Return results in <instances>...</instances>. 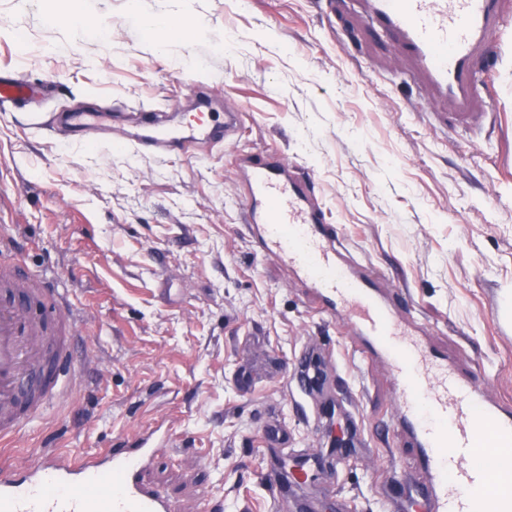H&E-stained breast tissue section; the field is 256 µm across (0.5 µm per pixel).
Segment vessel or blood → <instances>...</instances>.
<instances>
[{
    "instance_id": "b4317fda",
    "label": "vessel or blood",
    "mask_w": 512,
    "mask_h": 512,
    "mask_svg": "<svg viewBox=\"0 0 512 512\" xmlns=\"http://www.w3.org/2000/svg\"><path fill=\"white\" fill-rule=\"evenodd\" d=\"M369 24L388 33L433 96L456 119H471L479 101L474 67L494 38L512 26L502 0H365ZM37 89L0 71V104L34 99ZM242 112H203L171 133L143 115L128 140L137 152L196 156L200 148L229 140ZM236 175L244 188L245 222L260 250L294 269L324 309L338 312L352 333L379 348L394 376L400 426L413 440L426 479L387 498L403 512L418 497L426 512H512V491L489 496L512 459L493 467L480 455L512 447V405L434 356L414 326L371 283L339 262L315 188L285 158L241 157ZM88 323L65 289L47 277L31 279L18 266L0 267V444L11 442L68 392V364ZM164 443L155 435L90 457L42 453L38 460L0 466V512H173L170 499L143 485L140 475ZM301 470L285 472L268 461L261 475L272 501L299 483Z\"/></svg>"
}]
</instances>
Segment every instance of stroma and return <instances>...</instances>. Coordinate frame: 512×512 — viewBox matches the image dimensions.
<instances>
[{"label":"stroma","mask_w":512,"mask_h":512,"mask_svg":"<svg viewBox=\"0 0 512 512\" xmlns=\"http://www.w3.org/2000/svg\"><path fill=\"white\" fill-rule=\"evenodd\" d=\"M187 16L192 29L157 27ZM490 127L434 131L435 106L361 0H0V69L52 81L0 111V227L16 257L69 291L90 324L71 395L24 426L0 463L94 455L161 428L150 485L177 512H293L261 484L272 435L329 456L333 401L360 454L310 467L318 512H386L416 451L396 427L394 378L244 224L239 154L275 153L314 179L346 259L425 330L429 348L512 403V28L483 57ZM207 92L241 105L223 148L186 160L73 135L57 114L158 109ZM325 356L323 397L291 385Z\"/></svg>","instance_id":"obj_1"}]
</instances>
